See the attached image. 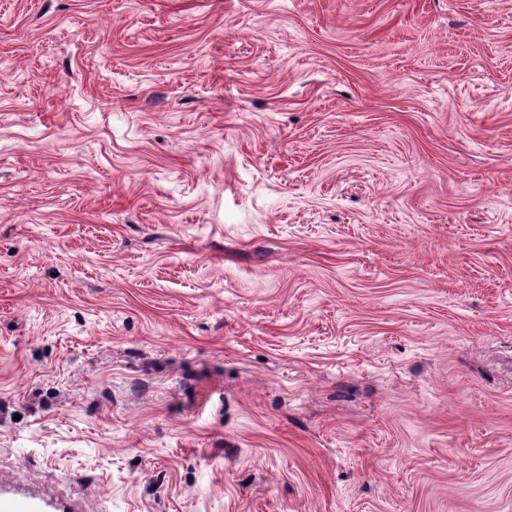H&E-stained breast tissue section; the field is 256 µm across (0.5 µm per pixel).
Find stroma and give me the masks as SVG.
<instances>
[{"instance_id":"35a3bbf8","label":"stroma","mask_w":512,"mask_h":512,"mask_svg":"<svg viewBox=\"0 0 512 512\" xmlns=\"http://www.w3.org/2000/svg\"><path fill=\"white\" fill-rule=\"evenodd\" d=\"M0 476L512 512V0H0Z\"/></svg>"}]
</instances>
